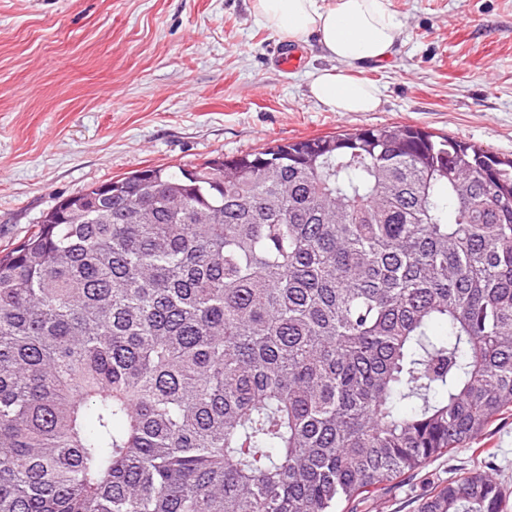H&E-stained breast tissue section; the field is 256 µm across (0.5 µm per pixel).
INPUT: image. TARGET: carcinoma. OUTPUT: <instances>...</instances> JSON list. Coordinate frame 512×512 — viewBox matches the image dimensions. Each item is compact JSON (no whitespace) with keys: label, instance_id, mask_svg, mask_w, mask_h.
<instances>
[{"label":"carcinoma","instance_id":"carcinoma-1","mask_svg":"<svg viewBox=\"0 0 512 512\" xmlns=\"http://www.w3.org/2000/svg\"><path fill=\"white\" fill-rule=\"evenodd\" d=\"M508 411L512 159L454 137L143 169L0 256V512H338Z\"/></svg>","mask_w":512,"mask_h":512}]
</instances>
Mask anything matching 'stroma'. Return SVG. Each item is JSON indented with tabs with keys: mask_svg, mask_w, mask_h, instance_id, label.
<instances>
[{
	"mask_svg": "<svg viewBox=\"0 0 512 512\" xmlns=\"http://www.w3.org/2000/svg\"><path fill=\"white\" fill-rule=\"evenodd\" d=\"M396 54L363 75L373 112L308 95L315 42L275 66L282 35L251 0H0V251L58 199L148 167L192 168L273 140L413 125L512 157V0H392ZM493 467L512 491V412L357 512H416L439 482Z\"/></svg>",
	"mask_w": 512,
	"mask_h": 512,
	"instance_id": "stroma-1",
	"label": "stroma"
}]
</instances>
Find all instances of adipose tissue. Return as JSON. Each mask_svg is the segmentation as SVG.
Segmentation results:
<instances>
[{"instance_id":"1","label":"adipose tissue","mask_w":512,"mask_h":512,"mask_svg":"<svg viewBox=\"0 0 512 512\" xmlns=\"http://www.w3.org/2000/svg\"><path fill=\"white\" fill-rule=\"evenodd\" d=\"M258 23L288 41L315 39L328 67L309 79L312 98L333 112H372L380 103L359 68L396 52L400 24L391 0H252Z\"/></svg>"}]
</instances>
